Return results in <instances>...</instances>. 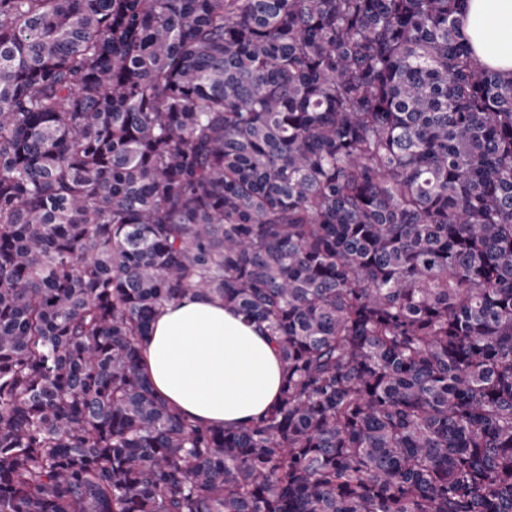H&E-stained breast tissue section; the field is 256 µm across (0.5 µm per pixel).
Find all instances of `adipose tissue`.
I'll return each instance as SVG.
<instances>
[{
    "label": "adipose tissue",
    "instance_id": "ef3b65f1",
    "mask_svg": "<svg viewBox=\"0 0 512 512\" xmlns=\"http://www.w3.org/2000/svg\"><path fill=\"white\" fill-rule=\"evenodd\" d=\"M461 31L481 65L512 74V0H469ZM142 362L154 390L205 425L258 417L282 380L280 360L261 330L200 294L164 306L150 324Z\"/></svg>",
    "mask_w": 512,
    "mask_h": 512
}]
</instances>
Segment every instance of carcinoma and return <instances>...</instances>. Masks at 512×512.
Instances as JSON below:
<instances>
[{
	"label": "carcinoma",
	"mask_w": 512,
	"mask_h": 512,
	"mask_svg": "<svg viewBox=\"0 0 512 512\" xmlns=\"http://www.w3.org/2000/svg\"><path fill=\"white\" fill-rule=\"evenodd\" d=\"M467 0H0V512H512V78ZM188 293L280 397L142 369ZM142 362L154 390L205 425L258 417L282 380L261 330L224 301L200 294L164 306L150 324Z\"/></svg>",
	"instance_id": "obj_1"
}]
</instances>
